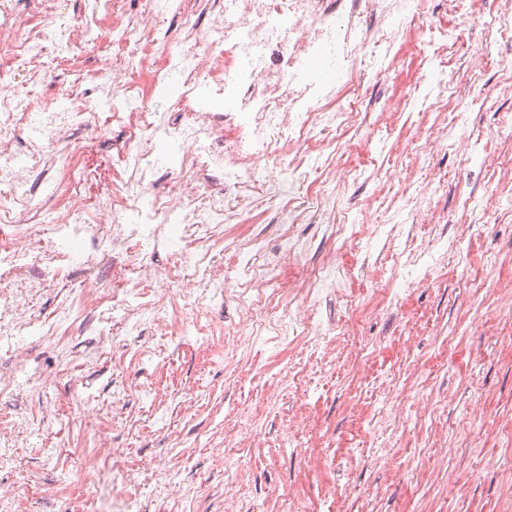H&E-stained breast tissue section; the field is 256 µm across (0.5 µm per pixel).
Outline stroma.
Listing matches in <instances>:
<instances>
[{
	"instance_id": "1",
	"label": "stroma",
	"mask_w": 512,
	"mask_h": 512,
	"mask_svg": "<svg viewBox=\"0 0 512 512\" xmlns=\"http://www.w3.org/2000/svg\"><path fill=\"white\" fill-rule=\"evenodd\" d=\"M393 53L395 68L373 91L402 102V111L385 131L369 124L350 129L345 143L353 165L375 185L407 178L418 191L429 172L440 173L434 204L447 220L418 226L417 240L443 238L449 250L442 265L427 260L415 270L390 258L361 271L365 256L381 246L368 237V224L390 221L383 205L374 208L368 224L350 226L353 244L344 250L319 225H298L314 259L332 256L355 272L348 299L328 302L324 312L362 349L336 353L331 362L306 343L289 345L264 335L245 336L228 359L199 342L157 336L153 345L167 351L170 361L155 370L131 356L115 365L107 343L97 347L90 367L62 349L31 343L51 388L42 395L20 386L10 394L11 402L34 416L40 433L19 437L13 448L17 467L0 472V484L16 490L21 512H113L127 496L142 512H222L228 487L261 512H277L283 495L308 512H512V500L501 494L499 465L512 457V310L500 307L512 295V212L495 209L501 184L479 164L461 167L455 154L440 147L413 162L421 114L436 89L427 86L409 99L417 49L400 39ZM509 59L512 31L493 35L482 58L487 91L496 90ZM510 110L512 101H506L501 111L468 115L469 126L485 132L506 166L512 165V122L501 118ZM467 194L494 210L459 242L458 227L467 222L460 201ZM291 365L314 372V383L277 388ZM147 378L155 387L152 401L133 393L122 418H113V383L123 379L135 390ZM388 381L394 391H386ZM184 400L196 406L193 420L176 411ZM400 403L413 411L408 422L392 416ZM158 407L165 414L160 429ZM88 408L97 415L91 425L83 417ZM297 412L304 413L306 425L298 440H284L283 426ZM127 426L139 431L131 448L122 433ZM102 432L121 455L100 447ZM228 432L236 436L231 455L243 468L232 483L214 457ZM312 455L324 463L316 474L308 466ZM443 456L444 472L434 465ZM164 461L184 484L179 501L149 481ZM450 472L458 482L453 497L447 491ZM48 483L56 488L50 497L43 494ZM202 484L211 487L210 497L197 496Z\"/></svg>"
}]
</instances>
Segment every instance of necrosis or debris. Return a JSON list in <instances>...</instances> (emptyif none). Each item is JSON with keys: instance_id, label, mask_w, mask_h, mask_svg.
<instances>
[{"instance_id": "necrosis-or-debris-1", "label": "necrosis or debris", "mask_w": 512, "mask_h": 512, "mask_svg": "<svg viewBox=\"0 0 512 512\" xmlns=\"http://www.w3.org/2000/svg\"><path fill=\"white\" fill-rule=\"evenodd\" d=\"M0 0V392L20 384L46 391L27 357L31 341L72 335L108 339L115 358L160 362L155 347H131L153 329L191 338L198 318L231 300L244 330L309 338L334 356L338 328L322 319L327 299L345 295L334 260L311 264L296 224H320L349 245L336 219V194L360 176L336 160L323 171L311 153L339 146L380 99L338 103L336 72L360 86L392 69L394 42L410 35L420 55L438 57L461 39L438 23L428 0ZM96 65L82 67L87 51ZM47 83L48 99L30 95ZM469 110L464 93L439 92L436 119L414 153L445 144L466 159L486 154L481 138L447 142V110ZM104 153L112 183L101 186ZM289 225L274 260L263 235L225 242L224 227L254 212ZM227 246L234 263L208 257ZM168 253L166 266L154 257ZM300 266L308 286L273 305L277 272ZM81 280L79 305L45 319L35 293ZM180 300L191 321L174 328Z\"/></svg>"}]
</instances>
